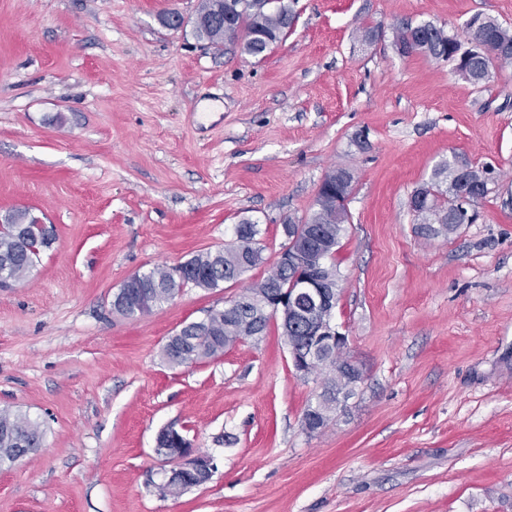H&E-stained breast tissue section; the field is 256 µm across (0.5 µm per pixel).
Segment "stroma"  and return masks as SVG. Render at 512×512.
Here are the masks:
<instances>
[{
	"label": "stroma",
	"mask_w": 512,
	"mask_h": 512,
	"mask_svg": "<svg viewBox=\"0 0 512 512\" xmlns=\"http://www.w3.org/2000/svg\"><path fill=\"white\" fill-rule=\"evenodd\" d=\"M198 4L0 0V215L56 229L0 289V410L43 428L0 468V512H512V66L473 84L394 45L407 23L512 28V0H292L260 59L162 25ZM455 160L496 179L473 223L423 236L409 198ZM340 168L335 322L364 379L319 433L302 417L323 381L296 376L278 322L212 361L162 355L264 268L113 314L128 277L223 248L243 219L275 260ZM169 427L216 469L162 498Z\"/></svg>",
	"instance_id": "35a3bbf8"
}]
</instances>
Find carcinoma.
<instances>
[{"instance_id":"carcinoma-1","label":"carcinoma","mask_w":512,"mask_h":512,"mask_svg":"<svg viewBox=\"0 0 512 512\" xmlns=\"http://www.w3.org/2000/svg\"><path fill=\"white\" fill-rule=\"evenodd\" d=\"M240 7L231 23L211 24L209 19L224 17V0H200L197 16L205 22L194 27L196 37L214 49L234 45L240 53L252 58H262L274 45L282 41L293 28L296 14L288 0H279L271 5L268 0H238ZM479 22V29L489 49L472 55L459 70L462 76L473 84L484 81L486 72L496 67L512 65V28L497 20L473 16ZM395 43L403 47L404 53L425 54L435 60L449 61L448 42L457 38L445 33L444 29L431 23L406 26L396 30ZM448 174V187L431 183L416 188L412 195H423L422 205L413 211L422 217L421 232L430 237L447 234L458 225L472 221L468 207L476 199L463 195L462 185L457 183L455 164L446 163L436 176ZM348 219L346 204L334 211L313 212L307 223L316 225L318 231L330 239L325 249L324 261L330 263L339 245L343 224ZM240 236L237 242L222 249V254L213 257L207 251L196 254L185 261L188 271L184 284L199 288H218L229 281L228 275L241 276L245 272L264 265L265 246L257 239V225L248 219L238 225ZM55 240L54 230L45 229L35 223L26 209L8 212L0 223V271L18 284L28 279L42 251L51 247ZM306 271L293 267L285 272H270L260 281L247 288L256 297L288 287H295V279ZM171 277V269L156 267L142 274V278L119 289L120 299L112 310L125 317L135 316V310L148 303L159 306L172 299L171 289L158 288L156 283H165ZM209 324L199 325L193 321L181 328V334L169 337L163 347V356L173 366H183L216 359L224 350L246 338L264 335L272 316L255 314L251 304L225 305L208 314ZM43 434L40 423L26 414L0 411V466L16 462L24 449L42 444Z\"/></svg>"}]
</instances>
